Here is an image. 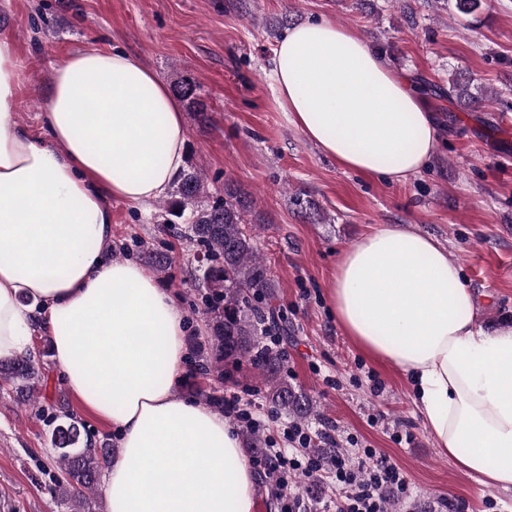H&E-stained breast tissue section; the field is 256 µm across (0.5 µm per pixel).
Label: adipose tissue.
<instances>
[{
  "label": "adipose tissue",
  "mask_w": 512,
  "mask_h": 512,
  "mask_svg": "<svg viewBox=\"0 0 512 512\" xmlns=\"http://www.w3.org/2000/svg\"><path fill=\"white\" fill-rule=\"evenodd\" d=\"M288 119L344 169L405 182L438 140L427 102L350 29L288 28L270 59ZM28 72L0 38V359L47 328L68 388L118 434L112 512H255V476L222 414L179 398L185 316L140 265L112 259L111 200L148 205L185 159L177 99L118 49L57 63L37 129L12 112ZM328 300L369 356L401 369L438 448L512 491V327L482 334L459 267L432 237L373 227Z\"/></svg>",
  "instance_id": "ef3b65f1"
}]
</instances>
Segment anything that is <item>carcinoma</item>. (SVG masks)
<instances>
[{
	"label": "carcinoma",
	"mask_w": 512,
	"mask_h": 512,
	"mask_svg": "<svg viewBox=\"0 0 512 512\" xmlns=\"http://www.w3.org/2000/svg\"><path fill=\"white\" fill-rule=\"evenodd\" d=\"M471 87L472 79L458 72L448 82V93L468 107L498 98L496 93L488 98L475 95ZM170 197L167 214L180 219L190 212V238L203 249L197 281L204 289V314L211 330L205 372L221 382L224 366L246 363L261 376L265 400L275 411L299 421L311 416L310 397L283 375L284 351L258 339L261 326L277 337L288 336L289 328L288 317L273 304L275 285L258 253L246 198L230 190L222 198H211L203 173L192 166L179 173ZM0 380L29 401L40 398L44 385L30 353L0 360ZM243 440L248 455L263 453L265 439L258 431H244ZM50 442L61 472L56 490L72 512H85L94 486L112 465V449L81 442L80 428L68 412L52 429Z\"/></svg>",
	"instance_id": "carcinoma-1"
}]
</instances>
